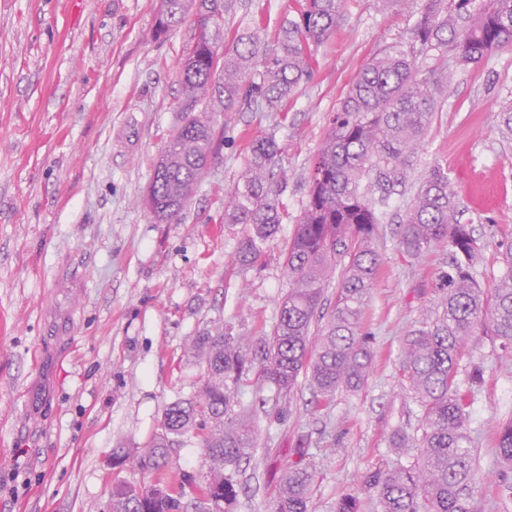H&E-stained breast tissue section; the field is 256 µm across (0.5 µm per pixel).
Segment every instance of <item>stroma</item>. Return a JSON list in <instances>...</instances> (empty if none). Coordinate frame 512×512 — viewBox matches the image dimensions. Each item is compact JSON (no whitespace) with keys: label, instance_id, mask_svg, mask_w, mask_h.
<instances>
[{"label":"stroma","instance_id":"1","mask_svg":"<svg viewBox=\"0 0 512 512\" xmlns=\"http://www.w3.org/2000/svg\"><path fill=\"white\" fill-rule=\"evenodd\" d=\"M424 0H343L336 29L286 114H216L217 158L175 223L142 199L180 124L177 61L194 34L185 18L150 30L159 0H0V512H107L113 485L150 484L136 465L111 470L118 446L145 448L167 403L191 396L204 372L189 350L203 330L260 336L288 290L283 245L303 213L309 162L360 69L407 42ZM296 0H237L226 28L273 41ZM512 102V48L457 70L413 160L419 177L448 168L464 221L484 259L474 275L492 291L512 248V139L498 131ZM275 135L284 219L257 266L232 265L243 227L224 221V198L250 141ZM408 196H393L380 227L382 264L366 309L374 368L331 410L301 383L287 411L268 402L259 447L239 479L233 512H268L278 480L309 435L316 468L312 512L346 495L369 512L364 472L408 463L395 433L415 434L419 408L400 365L412 321L434 308L431 283L446 252L419 264L398 246ZM463 368L471 392L477 474L474 512H502L497 428L512 418V359L488 332L473 336ZM204 450L188 437L172 453V481L206 479Z\"/></svg>","mask_w":512,"mask_h":512}]
</instances>
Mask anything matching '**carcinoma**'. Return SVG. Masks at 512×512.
<instances>
[{
  "label": "carcinoma",
  "mask_w": 512,
  "mask_h": 512,
  "mask_svg": "<svg viewBox=\"0 0 512 512\" xmlns=\"http://www.w3.org/2000/svg\"><path fill=\"white\" fill-rule=\"evenodd\" d=\"M298 17L285 18L276 41L236 35L225 43L224 17L232 0H162L152 34L160 37L183 16L205 13L201 29L178 62L184 98L180 131L170 136L157 161L144 205L159 222L176 223L214 159L213 112L254 105L283 112L316 65L312 47L336 27L342 0H299ZM512 47V0H425L407 46H392L360 70L329 123L310 168L308 201L286 242L289 289L279 302L270 333L235 336L224 328L192 338L190 348L204 364L202 383L190 398L168 403L156 433L140 455L154 474L149 485L112 488V512H232L241 465L257 450L253 407L264 392L288 399L306 377L315 407L329 410L336 392H357L371 370L373 352L363 332L367 301L376 285V247L381 206L406 191L412 158L441 107L448 63L465 68L491 52ZM419 56L440 66L422 72ZM279 148L275 136L252 142L243 174L225 196L224 223L242 224L245 235L237 263L251 266L282 223L274 186ZM397 235L401 252L419 261L439 243L448 246L445 268L432 284L433 314L412 325L401 365L421 412L420 437L397 434L399 448L416 454L409 464L366 473L376 512H473L472 438L468 429L471 388L480 369L460 379L466 346L477 330L490 328L512 351V252L507 271L487 298L474 276L481 251L469 225L461 222L448 169L432 165L415 185ZM341 269L336 302L319 315L324 288ZM253 386V400H238ZM192 436L204 448L208 482L186 500L183 485L167 478L172 449ZM500 482L512 490V421L497 432ZM315 471L295 463L282 474L271 512H311Z\"/></svg>",
  "instance_id": "obj_1"
}]
</instances>
